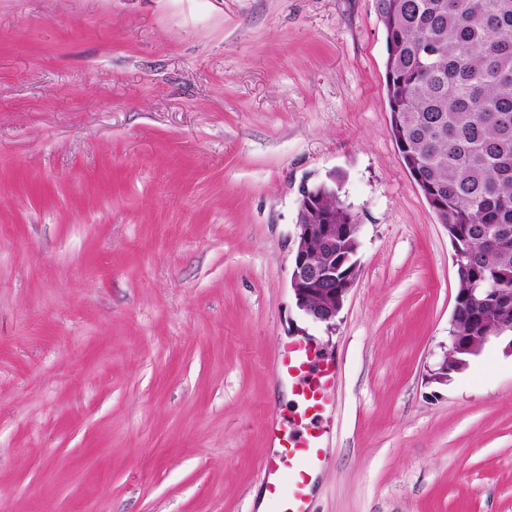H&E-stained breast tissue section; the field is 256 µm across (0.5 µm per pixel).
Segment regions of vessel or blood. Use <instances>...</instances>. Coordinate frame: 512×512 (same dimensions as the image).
<instances>
[{
	"label": "vessel or blood",
	"instance_id": "obj_1",
	"mask_svg": "<svg viewBox=\"0 0 512 512\" xmlns=\"http://www.w3.org/2000/svg\"><path fill=\"white\" fill-rule=\"evenodd\" d=\"M314 346L297 339L285 343L276 360L280 379L291 381L300 407V431L276 423L268 430L272 455L262 467L269 512H310L311 476L326 462L324 431L316 420L334 405L335 360L312 366Z\"/></svg>",
	"mask_w": 512,
	"mask_h": 512
}]
</instances>
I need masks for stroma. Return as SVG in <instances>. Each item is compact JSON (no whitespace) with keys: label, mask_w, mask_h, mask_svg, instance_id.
Wrapping results in <instances>:
<instances>
[{"label":"stroma","mask_w":512,"mask_h":512,"mask_svg":"<svg viewBox=\"0 0 512 512\" xmlns=\"http://www.w3.org/2000/svg\"><path fill=\"white\" fill-rule=\"evenodd\" d=\"M385 59L375 0H0V512H258L292 336L339 367L311 512H512V340L434 377L453 250ZM318 182L360 225L330 326ZM318 198V208L314 213V204L305 195L310 194L309 187L302 190L297 202L299 213L305 201L309 212L301 214L296 235L295 250L289 272L290 286L296 305L313 322L331 323L342 310L346 296L356 281L357 265L352 264L348 254L336 252V239H348L359 225L357 215L338 195V189L327 183L316 184L313 188ZM336 217L335 224L323 223ZM331 219V220H332ZM322 258L317 263L321 256ZM340 274V288H336L337 275Z\"/></svg>","instance_id":"stroma-1"}]
</instances>
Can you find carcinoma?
Here are the masks:
<instances>
[{
  "instance_id": "carcinoma-1",
  "label": "carcinoma",
  "mask_w": 512,
  "mask_h": 512,
  "mask_svg": "<svg viewBox=\"0 0 512 512\" xmlns=\"http://www.w3.org/2000/svg\"><path fill=\"white\" fill-rule=\"evenodd\" d=\"M387 47L390 135L438 223L448 225L460 301L457 331L499 324L490 296L512 293V0H376ZM315 213L356 224L326 183Z\"/></svg>"
}]
</instances>
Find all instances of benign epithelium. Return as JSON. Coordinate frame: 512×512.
<instances>
[{"instance_id":"7a95c632","label":"benign epithelium","mask_w":512,"mask_h":512,"mask_svg":"<svg viewBox=\"0 0 512 512\" xmlns=\"http://www.w3.org/2000/svg\"><path fill=\"white\" fill-rule=\"evenodd\" d=\"M289 272L296 305L317 323H331L342 310L346 296L356 281L357 266L349 255L336 250V240L351 236L354 224H299ZM322 248L320 262L309 258V247Z\"/></svg>"}]
</instances>
